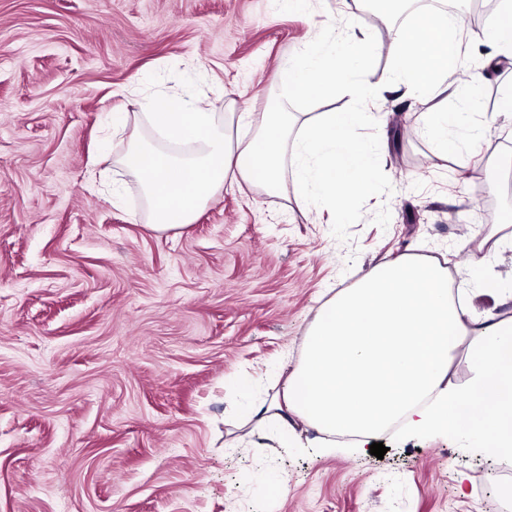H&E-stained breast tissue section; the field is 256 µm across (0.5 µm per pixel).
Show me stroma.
<instances>
[{
  "instance_id": "35a3bbf8",
  "label": "stroma",
  "mask_w": 512,
  "mask_h": 512,
  "mask_svg": "<svg viewBox=\"0 0 512 512\" xmlns=\"http://www.w3.org/2000/svg\"><path fill=\"white\" fill-rule=\"evenodd\" d=\"M354 25L379 43L367 75L383 83L392 60L364 0H0V512L512 506V461L444 436L391 430L381 459L339 436L328 457L305 426L283 445L240 423L281 390L326 289L397 256L445 262L475 313L512 316L489 286L512 281V59L469 101L378 99L374 190L334 220L228 185L194 224L153 231L116 164L127 135L101 134L159 93H197L219 124L267 111L282 60ZM437 103L496 152L438 153L419 134ZM491 204L502 238L477 277L462 246Z\"/></svg>"
}]
</instances>
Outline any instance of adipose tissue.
I'll return each instance as SVG.
<instances>
[{"label": "adipose tissue", "mask_w": 512, "mask_h": 512, "mask_svg": "<svg viewBox=\"0 0 512 512\" xmlns=\"http://www.w3.org/2000/svg\"><path fill=\"white\" fill-rule=\"evenodd\" d=\"M375 11L386 20L403 19L388 47L386 91L466 97L470 84L458 76L463 14L424 12L417 0H375ZM349 40V50L321 41L283 63L271 78L281 91L273 111L228 112L220 127L202 97H153L144 118L155 144L131 137L118 158L141 187L150 228L187 227L229 181L280 192L289 170L294 200L305 211L320 205L344 210L368 195L376 154L355 131L375 119L368 105L377 91L364 66L378 46L364 32ZM338 90L351 98L352 108L312 117L288 109L289 97L320 100ZM246 124L255 125L252 136L239 135ZM460 127L466 138L484 134L482 127H463L460 113L440 106L423 124L436 150L454 155L464 143L450 133ZM169 139L195 145V156L179 159L162 149ZM463 348L473 376L456 388L448 367ZM247 417L258 430L275 424L283 439L298 420L319 433L355 437L362 451L400 421L410 434H440L491 460L512 459V317L476 316L462 292L449 288L447 267L402 255L372 268L318 309L281 393L252 405Z\"/></svg>", "instance_id": "obj_1"}]
</instances>
